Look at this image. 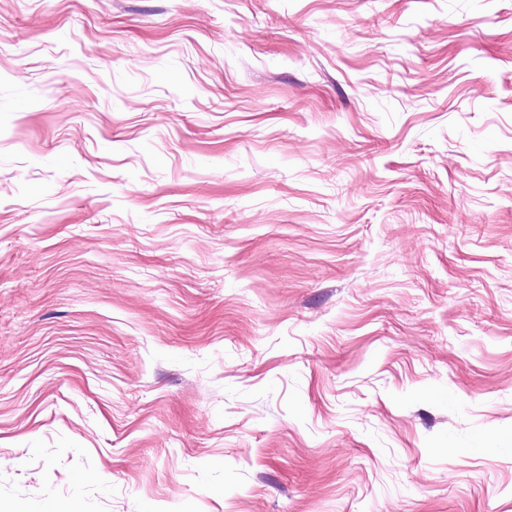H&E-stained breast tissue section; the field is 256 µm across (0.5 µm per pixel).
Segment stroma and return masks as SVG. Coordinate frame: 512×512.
I'll return each instance as SVG.
<instances>
[{
	"label": "stroma",
	"mask_w": 512,
	"mask_h": 512,
	"mask_svg": "<svg viewBox=\"0 0 512 512\" xmlns=\"http://www.w3.org/2000/svg\"><path fill=\"white\" fill-rule=\"evenodd\" d=\"M0 512H512V0H0Z\"/></svg>",
	"instance_id": "35a3bbf8"
}]
</instances>
